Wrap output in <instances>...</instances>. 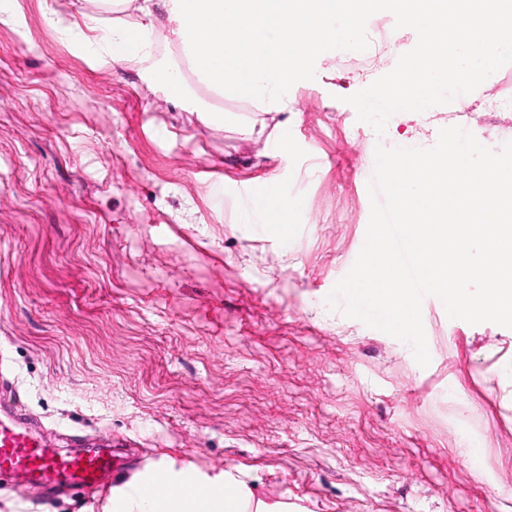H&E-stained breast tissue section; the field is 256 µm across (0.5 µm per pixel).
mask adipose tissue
<instances>
[{
	"label": "adipose tissue",
	"instance_id": "1",
	"mask_svg": "<svg viewBox=\"0 0 512 512\" xmlns=\"http://www.w3.org/2000/svg\"><path fill=\"white\" fill-rule=\"evenodd\" d=\"M133 10V24H113L78 47L116 64L148 54L150 38L165 29L182 54L184 69L161 83L166 98L185 103L182 75L220 97L272 104L286 94L300 65L319 50L350 48L370 14L394 15L400 27L418 29L412 59L396 74L405 98L434 99L453 84L476 89L494 74L504 50L512 48V0H116ZM125 512H288L281 502H257L244 482L225 474L223 486L189 487L159 500L147 487L126 496Z\"/></svg>",
	"mask_w": 512,
	"mask_h": 512
}]
</instances>
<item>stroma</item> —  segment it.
Returning <instances> with one entry per match:
<instances>
[{"instance_id":"stroma-1","label":"stroma","mask_w":512,"mask_h":512,"mask_svg":"<svg viewBox=\"0 0 512 512\" xmlns=\"http://www.w3.org/2000/svg\"><path fill=\"white\" fill-rule=\"evenodd\" d=\"M0 21V401L60 451L102 443L203 483L233 473L307 512H512V328L425 297L431 361L326 297L365 241L377 148H431L446 102L363 105L388 71L334 49L269 108L194 83L173 44L120 65L60 31L128 20L110 0H6ZM512 53L463 127L512 140ZM211 111L199 119L197 110ZM293 206L277 236L240 191ZM480 450L478 461L464 453ZM0 512H110L107 496L0 479ZM161 88L174 104H183L188 99V87L180 69L168 72L162 79Z\"/></svg>"}]
</instances>
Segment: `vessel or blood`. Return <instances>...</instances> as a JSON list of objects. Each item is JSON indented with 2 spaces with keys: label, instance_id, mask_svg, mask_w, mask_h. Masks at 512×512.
<instances>
[{
  "label": "vessel or blood",
  "instance_id": "1",
  "mask_svg": "<svg viewBox=\"0 0 512 512\" xmlns=\"http://www.w3.org/2000/svg\"><path fill=\"white\" fill-rule=\"evenodd\" d=\"M0 472L21 474L48 488L70 483L94 489L101 488V476L108 472L112 487L134 479L163 497L171 496L178 484L191 482L187 476L173 482L153 467L135 473L115 468L111 456L100 451L58 452L32 433L25 414L15 408L7 419H0Z\"/></svg>",
  "mask_w": 512,
  "mask_h": 512
}]
</instances>
